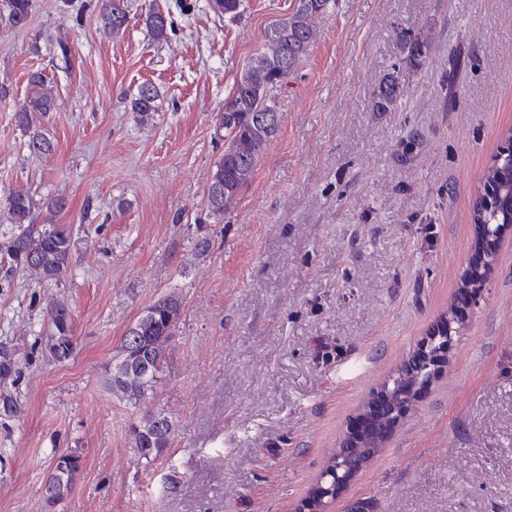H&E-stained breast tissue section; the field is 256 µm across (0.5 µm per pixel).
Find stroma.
Instances as JSON below:
<instances>
[{"label":"stroma","mask_w":512,"mask_h":512,"mask_svg":"<svg viewBox=\"0 0 512 512\" xmlns=\"http://www.w3.org/2000/svg\"><path fill=\"white\" fill-rule=\"evenodd\" d=\"M97 2L36 0L26 28L0 26V229L2 201L22 190L73 238L61 281L0 266V336L18 363L0 389L23 407L0 413V512H294L474 258V194L512 127V0H338L285 82L279 134L221 217L207 191L224 100L298 0H246L233 23L209 0H129L114 34ZM153 11L175 22L166 41L145 27ZM407 29L427 45L416 69L397 50ZM35 71L56 99L39 123L46 154L16 123ZM392 73L404 95L376 111ZM145 83L160 98L142 123L129 100ZM167 294L182 309L136 407L106 369ZM58 300L75 343L62 362L45 348ZM463 313L431 384L334 512H512V236ZM152 411L175 435L149 463L130 427ZM74 448L80 474L48 507L42 487Z\"/></svg>","instance_id":"stroma-1"}]
</instances>
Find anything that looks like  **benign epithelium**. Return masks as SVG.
<instances>
[{
  "instance_id": "obj_1",
  "label": "benign epithelium",
  "mask_w": 512,
  "mask_h": 512,
  "mask_svg": "<svg viewBox=\"0 0 512 512\" xmlns=\"http://www.w3.org/2000/svg\"><path fill=\"white\" fill-rule=\"evenodd\" d=\"M495 166L512 173V136H508L497 153ZM512 229V214L504 224H479L474 248L477 260L464 271L462 288L458 289L457 306L450 307L420 341L418 348L381 385L376 396L363 407L364 428L360 433L344 437L338 443L337 456L351 464L337 466L330 480L316 487L314 496L301 503L302 512H330L328 500L337 499L354 476L379 452L396 427L404 411L426 385L420 383L417 368L426 366L430 374L444 360L452 337L463 324L459 306L475 296L473 285L485 281L493 271L497 250L507 230Z\"/></svg>"
}]
</instances>
